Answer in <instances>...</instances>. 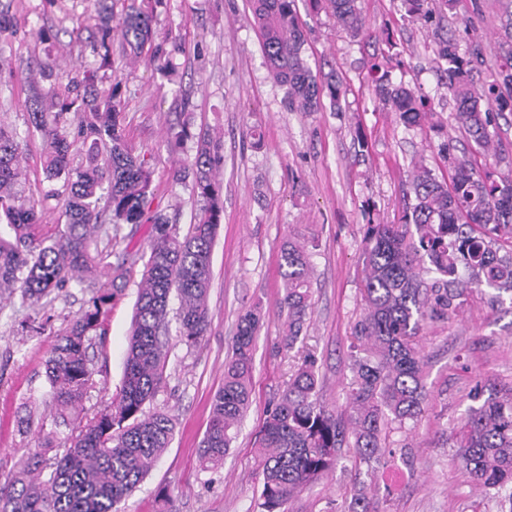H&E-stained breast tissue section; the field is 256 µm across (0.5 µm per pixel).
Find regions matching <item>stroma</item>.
<instances>
[{"label": "stroma", "mask_w": 512, "mask_h": 512, "mask_svg": "<svg viewBox=\"0 0 512 512\" xmlns=\"http://www.w3.org/2000/svg\"><path fill=\"white\" fill-rule=\"evenodd\" d=\"M366 31L351 37L337 29L325 9L297 0L308 36L313 70L336 71L346 89L341 111L291 112L283 88L270 77L258 31L250 25L249 0H165L157 12L158 39L180 48L176 82L154 77L121 43L112 45L106 83L120 87L123 126L133 154L149 159L155 188L154 209L187 232L199 209L190 184L176 178L181 161L195 153L194 141L174 146L170 129L189 122L192 133L209 132L223 141L224 219L212 251L208 305L211 326L200 345L187 347L171 335L166 381L154 407L175 420L169 448L146 475L122 512H260L261 477L254 448L269 404L276 401L299 362L297 352L280 350L286 319L278 253L290 232L308 229L319 241L313 256L312 320L302 344L318 358L321 400L336 414L348 411L352 378L353 328L364 313L363 235L368 221L398 222L414 160L442 169L437 146L444 137L466 139L456 129L453 103L432 62V26L409 20L402 0H359ZM444 28L460 46L483 41L488 63H495L503 34L501 0H456L436 5ZM19 32L43 26L54 33L47 44L26 42L0 65V122L17 129L26 174L27 201L42 203L48 229L63 223L60 207L42 201L41 133L31 129L29 70L55 59L70 72L90 64L89 37L97 30L92 0H12ZM385 74L430 99L441 133L408 131L383 109L372 77ZM151 227L122 225L117 238L99 236L90 248L119 258L146 249ZM139 274L105 308L104 345L94 346L96 380L84 408L95 412L121 384ZM96 279L60 293L37 332L35 313L20 299L0 301V467L10 468L37 444L36 430H21L25 403L36 402L37 418L51 422L53 394L45 362L56 336L95 294ZM263 310L253 352L252 404L232 442L224 466L202 471L199 444L210 405L224 381V362L233 353L238 318L254 306ZM428 403L421 419L395 431L392 451L378 475L357 472L351 453L334 471L308 486L288 512H348L358 494L370 498L374 512H502L454 460L451 431L464 416L475 382L487 392H512V295L480 286L470 292L456 316L429 322L421 333Z\"/></svg>", "instance_id": "obj_1"}]
</instances>
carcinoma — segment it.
<instances>
[{
	"label": "carcinoma",
	"instance_id": "carcinoma-1",
	"mask_svg": "<svg viewBox=\"0 0 512 512\" xmlns=\"http://www.w3.org/2000/svg\"><path fill=\"white\" fill-rule=\"evenodd\" d=\"M12 0H0V58L14 52L18 37L10 14ZM297 0H250L253 25L272 79L287 87L290 112H316L328 97L342 111V83L336 72L315 73L306 59L307 37L299 23ZM325 5L336 28L354 37L364 33L358 0H314ZM426 0H403L414 21H431ZM99 35L90 42L99 65L50 85L30 103L31 125L46 139L43 172L65 186V224L40 232L41 215L20 190L22 168L17 133L0 124V292L39 306L55 291L100 269L91 305L58 336L46 362L53 392L54 428L40 429L38 450L23 456L0 481V512H119L169 447L175 430L164 410L150 408L165 383L169 302L176 294L178 333L197 345L210 325L208 295L212 248L224 216L223 187L216 178L224 162L221 138L197 137L196 150L179 172L199 202L189 231L182 235L151 210L149 159L132 154L121 123L119 84L103 85L101 67L112 52V32L163 77L174 74L172 53L155 43L153 12L128 0L121 14L112 0H96ZM499 43L496 70L486 74L479 39L459 51L453 34L434 33V62L444 73L453 120L472 148L453 141L438 145L448 176L426 163L413 165V201L399 224H366L363 239L365 313L357 322L352 355L349 415L341 422L321 404L317 358L307 353L279 398L266 411L255 458L262 475V512H287L288 503L309 483L333 470L342 448L353 449L367 473L381 465L382 449L394 428L416 422L425 412L426 383L417 343L427 321L446 320L464 302L467 285L486 283L512 292V176L481 167L473 155L493 156L500 139L494 113L512 112V0ZM375 95L407 129L424 128L433 113L428 101L404 83L373 79ZM82 151L84 162H73ZM123 224L152 225L147 250L114 265L108 255L93 256L89 245L101 232ZM508 243L504 254L495 244ZM316 241L301 232L280 248L281 307L287 320L280 336L286 349L303 342L311 314L312 262ZM143 261L138 283L122 387L101 410L74 425L68 412L95 387L88 349L104 344V307L125 289L131 266ZM261 316L246 312L239 321L235 352L224 363V382L214 394L210 420L199 448L203 470L224 466L237 428L252 403V350ZM471 405L456 428L455 458L488 495L508 502L512 512V395H484L477 382ZM68 433L57 437V428Z\"/></svg>",
	"mask_w": 512,
	"mask_h": 512
}]
</instances>
